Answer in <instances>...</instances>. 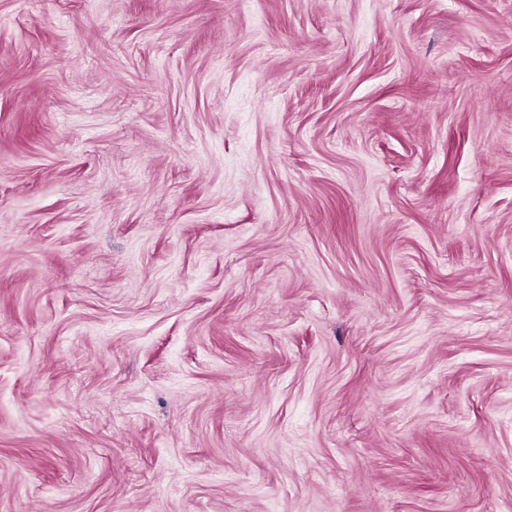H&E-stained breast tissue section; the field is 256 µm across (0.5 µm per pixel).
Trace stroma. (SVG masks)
Returning a JSON list of instances; mask_svg holds the SVG:
<instances>
[{"mask_svg": "<svg viewBox=\"0 0 512 512\" xmlns=\"http://www.w3.org/2000/svg\"><path fill=\"white\" fill-rule=\"evenodd\" d=\"M0 512H512V0H0Z\"/></svg>", "mask_w": 512, "mask_h": 512, "instance_id": "stroma-1", "label": "stroma"}]
</instances>
